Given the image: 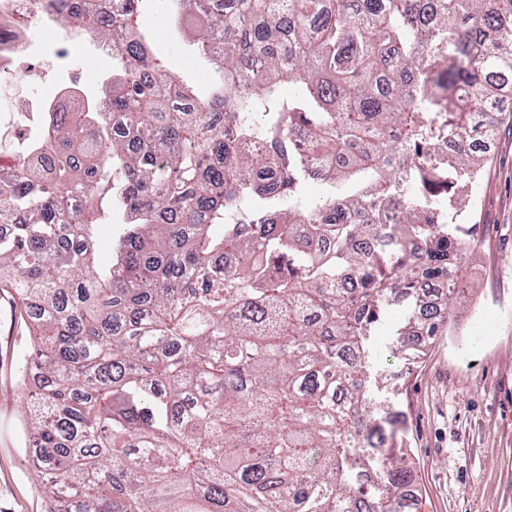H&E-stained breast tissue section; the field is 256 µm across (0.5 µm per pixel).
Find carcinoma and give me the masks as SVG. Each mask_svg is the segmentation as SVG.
Here are the masks:
<instances>
[{
	"label": "carcinoma",
	"instance_id": "carcinoma-1",
	"mask_svg": "<svg viewBox=\"0 0 512 512\" xmlns=\"http://www.w3.org/2000/svg\"><path fill=\"white\" fill-rule=\"evenodd\" d=\"M33 2L118 62L96 102L27 114L0 168L49 512H413L368 336L396 299L408 361L451 323L477 245L458 189L512 89V0H164L223 74L206 98L154 62L143 0Z\"/></svg>",
	"mask_w": 512,
	"mask_h": 512
}]
</instances>
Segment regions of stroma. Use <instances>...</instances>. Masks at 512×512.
<instances>
[{
	"label": "stroma",
	"instance_id": "stroma-1",
	"mask_svg": "<svg viewBox=\"0 0 512 512\" xmlns=\"http://www.w3.org/2000/svg\"><path fill=\"white\" fill-rule=\"evenodd\" d=\"M160 62L201 96L212 93L214 65L166 19L159 0L141 17ZM112 71L97 42H70L67 68L11 81L0 106L52 99L72 76L95 95ZM465 223L478 246L465 259L474 287L454 299L451 334L436 337L418 362L401 359L389 331L373 337L376 407L395 420L411 450L416 512H512V94L504 97L476 187H462ZM32 339L23 313L0 295V512H48L32 468L19 382Z\"/></svg>",
	"mask_w": 512,
	"mask_h": 512
}]
</instances>
